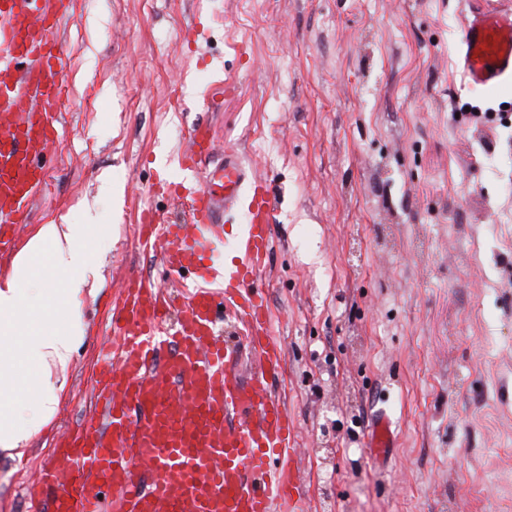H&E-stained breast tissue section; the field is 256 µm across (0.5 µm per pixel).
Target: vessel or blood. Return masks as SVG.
Returning a JSON list of instances; mask_svg holds the SVG:
<instances>
[{"label":"vessel or blood","instance_id":"b4317fda","mask_svg":"<svg viewBox=\"0 0 512 512\" xmlns=\"http://www.w3.org/2000/svg\"><path fill=\"white\" fill-rule=\"evenodd\" d=\"M74 0H0V256L16 250L45 184L48 148L61 125L69 49L59 35ZM468 85L501 89L512 79V14L468 16L458 50ZM176 163L179 189L193 197L190 221L162 224L147 214L140 245L165 241L166 268L191 276L177 322L161 285L130 274L112 314L116 348H104L95 387L99 415L62 445L42 473L50 512H277L300 501L295 431L274 390L284 352L269 328L261 287L271 248L270 188L233 155L207 169L209 126L190 127ZM244 213L227 237L221 217ZM232 311L253 354L249 376L239 350L221 340ZM397 438L387 413L367 434L371 460H386Z\"/></svg>","mask_w":512,"mask_h":512}]
</instances>
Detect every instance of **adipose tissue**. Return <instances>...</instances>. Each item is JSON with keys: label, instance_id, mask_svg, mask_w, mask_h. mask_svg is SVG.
<instances>
[{"label": "adipose tissue", "instance_id": "ef3b65f1", "mask_svg": "<svg viewBox=\"0 0 512 512\" xmlns=\"http://www.w3.org/2000/svg\"><path fill=\"white\" fill-rule=\"evenodd\" d=\"M109 232L103 224H42L0 279V455L24 459L55 417L66 372L88 336L76 302Z\"/></svg>", "mask_w": 512, "mask_h": 512}]
</instances>
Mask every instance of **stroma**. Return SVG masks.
Wrapping results in <instances>:
<instances>
[{"label":"stroma","instance_id":"35a3bbf8","mask_svg":"<svg viewBox=\"0 0 512 512\" xmlns=\"http://www.w3.org/2000/svg\"><path fill=\"white\" fill-rule=\"evenodd\" d=\"M512 0H79L41 224L83 212L112 227L78 300L90 334L46 434L0 456V512L64 431L91 415L97 349L125 276L182 275L143 250L154 161L209 124L206 166L235 154L272 191L264 272L284 346L275 390L298 434L306 512H512V86L468 87L463 24ZM399 427L386 472L374 414Z\"/></svg>","mask_w":512,"mask_h":512}]
</instances>
